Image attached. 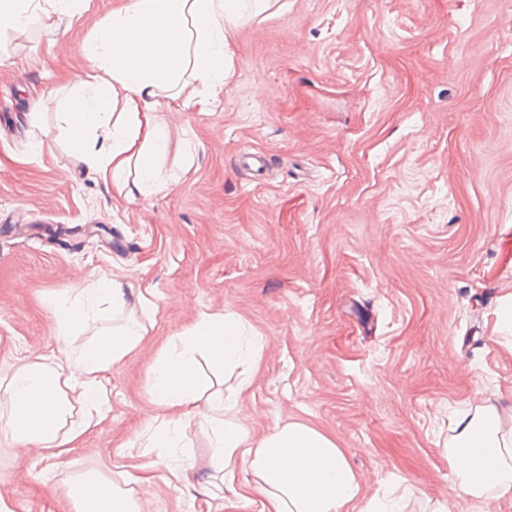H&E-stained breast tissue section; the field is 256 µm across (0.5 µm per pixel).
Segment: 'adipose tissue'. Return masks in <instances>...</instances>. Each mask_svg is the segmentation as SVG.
I'll return each mask as SVG.
<instances>
[{"mask_svg":"<svg viewBox=\"0 0 512 512\" xmlns=\"http://www.w3.org/2000/svg\"><path fill=\"white\" fill-rule=\"evenodd\" d=\"M269 0H122L85 40L86 68L66 80L68 94L48 93L39 103H60V118L72 148L113 196L149 197L166 193L167 181L156 160L168 134L157 111L173 90H186L183 108H205L224 93L230 76V39L244 11L262 13ZM86 0H0V33L20 31L38 22L51 25L55 15L82 14ZM127 305L117 282L99 279L76 290L73 304L54 310L60 331L79 324L94 339L81 351L59 346L46 356L20 359L0 385V407L8 411L7 435L13 447H35L58 456L76 447L86 422L76 410H108L103 383L111 365L136 349L146 331L108 325L111 314ZM243 327L230 314H204L178 335L158 358L149 379L150 397L163 413L164 427L150 445L175 448L191 432L195 408L207 401L214 439L201 480L216 497L231 487L240 470L252 474L264 498V512H343L358 499L360 483L335 440L297 421L276 425L261 439H251L236 418V401L214 388L195 366L205 353L215 372L229 366L253 369L259 350L242 342ZM447 448L458 493L479 498L487 491L512 497V426L496 407L476 406L455 423ZM75 512H144L133 487L96 475L75 482Z\"/></svg>","mask_w":512,"mask_h":512,"instance_id":"1","label":"adipose tissue"}]
</instances>
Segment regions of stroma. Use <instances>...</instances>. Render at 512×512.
<instances>
[{"label": "stroma", "mask_w": 512, "mask_h": 512, "mask_svg": "<svg viewBox=\"0 0 512 512\" xmlns=\"http://www.w3.org/2000/svg\"><path fill=\"white\" fill-rule=\"evenodd\" d=\"M114 0L0 37V372L58 345L51 313L99 276L149 289L139 348L106 372L110 410L77 448L17 454L0 504L69 512L75 476L138 477L149 512H263L239 471L223 497L166 479L149 375L201 314L261 351L237 417L252 439L308 423L344 448L363 503L403 480L407 512H512L463 499L451 409L512 415V0H274L233 38L209 110L169 103L167 194L113 197L39 98L85 68Z\"/></svg>", "instance_id": "1"}]
</instances>
